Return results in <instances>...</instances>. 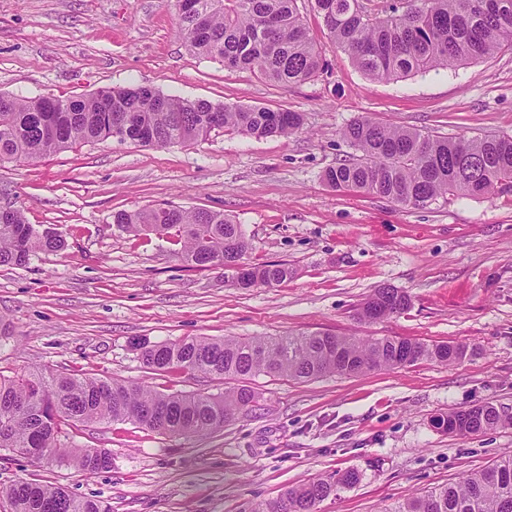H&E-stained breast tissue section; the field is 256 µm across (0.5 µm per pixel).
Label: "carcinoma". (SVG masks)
Returning a JSON list of instances; mask_svg holds the SVG:
<instances>
[{"instance_id":"1","label":"carcinoma","mask_w":512,"mask_h":512,"mask_svg":"<svg viewBox=\"0 0 512 512\" xmlns=\"http://www.w3.org/2000/svg\"><path fill=\"white\" fill-rule=\"evenodd\" d=\"M297 2L173 0L180 33L193 52L285 86L304 83L325 67ZM314 2L336 47L373 80L444 70L512 48V0H484L481 9L474 7L477 0H399L381 8L370 5L372 0ZM126 116L133 123L120 132V141L151 147L193 144L224 128L254 138L287 137L303 125L298 112L214 104L146 86L53 98L0 93V163H36L76 144L104 142ZM342 137L355 154L325 171L323 180L336 190H360L419 209L448 196H485L512 187L509 135L441 136L361 117L343 129ZM112 223L129 233L151 232L174 242L182 260L200 268L228 266L249 249L241 225L221 211L166 205L121 211L112 215ZM63 247L60 235L27 223L21 210L0 214V266H20L34 253ZM292 276L286 264H247L245 275L234 282L252 288ZM409 305L406 292L382 287L357 315L376 322ZM132 348L150 370L187 369L239 385L219 395L182 394L50 369L0 375V448L96 474L111 466L112 457L104 449L70 445L67 428L77 423L131 421L191 439L223 428L235 414L254 407L257 395L246 381L258 375L308 381L421 361L454 366L469 356L463 344L327 333L136 341ZM433 425L446 433L473 435L512 427V414L484 403L464 412L450 410L435 417ZM361 478L354 468L321 475L287 489L278 502L287 504L288 512H315L317 503ZM0 512L110 509L55 484L20 480L0 491ZM389 512H512V456L454 484L412 495Z\"/></svg>"}]
</instances>
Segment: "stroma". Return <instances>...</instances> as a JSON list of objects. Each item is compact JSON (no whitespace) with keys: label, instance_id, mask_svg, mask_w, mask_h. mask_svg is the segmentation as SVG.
Masks as SVG:
<instances>
[{"label":"stroma","instance_id":"obj_1","mask_svg":"<svg viewBox=\"0 0 512 512\" xmlns=\"http://www.w3.org/2000/svg\"><path fill=\"white\" fill-rule=\"evenodd\" d=\"M300 10L327 66L284 86L193 54L172 0H0V93L68 97L148 86L231 106L300 113L301 131L256 139L231 130L191 145L110 139L0 165V208L23 210L64 249L0 266V374L50 368L109 375L164 392L220 394L225 381L155 372L134 339L399 336L466 345L459 365L419 362L301 382L256 377L257 407L191 440L126 421L76 426L74 445L112 455L86 474L0 448V490L18 480L66 487L111 512H250L336 470L361 481L317 512H384L412 494L512 456V427L466 437L436 416L490 402L512 413V188L401 207L336 190L324 172L352 154L343 128L360 117L425 132L512 135V49L454 69L367 78ZM172 204L236 217L248 262H282L294 278L238 288L230 272L178 258L170 241L129 234L119 211ZM409 307L374 323L355 312L376 289Z\"/></svg>","mask_w":512,"mask_h":512}]
</instances>
